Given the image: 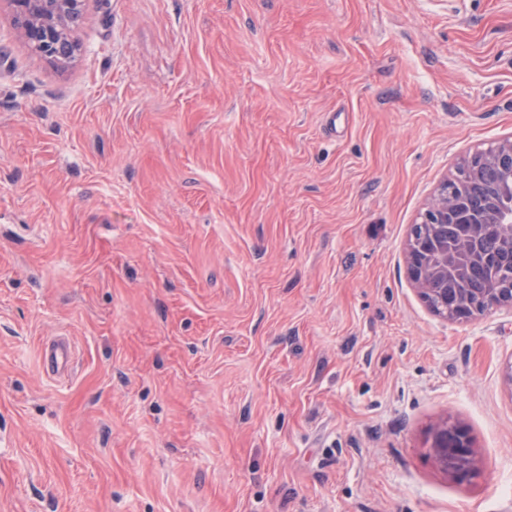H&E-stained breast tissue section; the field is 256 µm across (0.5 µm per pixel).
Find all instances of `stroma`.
I'll list each match as a JSON object with an SVG mask.
<instances>
[{
  "instance_id": "obj_1",
  "label": "stroma",
  "mask_w": 512,
  "mask_h": 512,
  "mask_svg": "<svg viewBox=\"0 0 512 512\" xmlns=\"http://www.w3.org/2000/svg\"><path fill=\"white\" fill-rule=\"evenodd\" d=\"M75 36L55 67L0 9V512H512V309L442 319L405 262L512 137V0H91ZM70 351L63 341H55L44 348V365L52 372L59 371L69 363ZM428 449L435 464L458 482H467L476 474L472 439L459 422L446 419L433 427Z\"/></svg>"
}]
</instances>
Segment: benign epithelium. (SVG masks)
<instances>
[{
	"mask_svg": "<svg viewBox=\"0 0 512 512\" xmlns=\"http://www.w3.org/2000/svg\"><path fill=\"white\" fill-rule=\"evenodd\" d=\"M11 9L20 38L41 57L63 67L80 55L73 37L77 21H83L89 0H3ZM471 180L478 181L489 169L502 172L499 188L512 190V138L499 143L493 154L475 151L466 159ZM490 196L480 206L462 197L455 214L448 215V193L442 190L430 199L411 229L406 246L407 275L422 299L437 302L441 317L450 321H471L493 308H512V288H502L490 279L482 288H463L448 294L436 287L448 280V271L465 261L492 269L499 258L479 252L477 242L491 224H509L501 217ZM429 455L435 464L460 483L476 474L470 434L462 424L446 419L429 434Z\"/></svg>",
	"mask_w": 512,
	"mask_h": 512,
	"instance_id": "7a95c632",
	"label": "benign epithelium"
}]
</instances>
